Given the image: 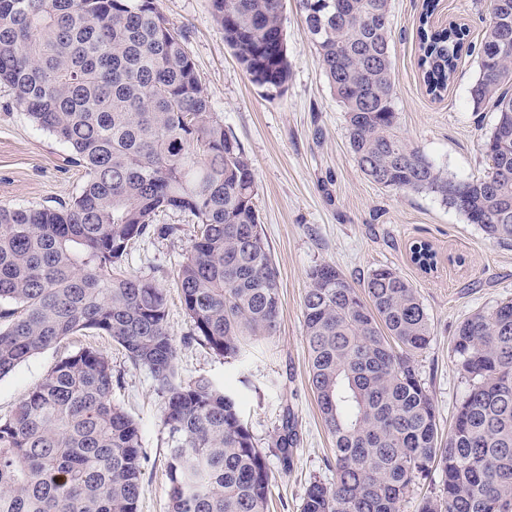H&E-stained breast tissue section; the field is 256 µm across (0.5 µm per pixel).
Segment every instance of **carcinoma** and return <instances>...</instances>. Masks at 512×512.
Wrapping results in <instances>:
<instances>
[{
  "label": "carcinoma",
  "mask_w": 512,
  "mask_h": 512,
  "mask_svg": "<svg viewBox=\"0 0 512 512\" xmlns=\"http://www.w3.org/2000/svg\"><path fill=\"white\" fill-rule=\"evenodd\" d=\"M470 97L496 113L487 175H445L396 131L391 0H297L329 87L345 112L360 170L385 188L431 193L502 244L512 242V0H487ZM216 25L250 81L274 98L290 65L283 0H211ZM419 19L418 66L442 97L467 27ZM0 84L14 106L66 145L84 184L62 207L0 206V378L80 331L106 334L166 396L169 512H267L266 453L236 396L206 379L177 381L167 295L118 273L136 241L177 227L196 234L177 273L191 336L226 359L277 332L279 270L255 206L252 162L211 110L183 34L156 0H0ZM412 261L428 271L427 242ZM303 300L308 382L334 440V480L309 482L301 512H401L433 468L441 494L420 512H512V301L458 326L453 352L470 381L448 443L412 361L432 324L412 283L390 267L353 287L335 266L309 273ZM112 364L83 349L61 359L0 421V512H138L142 432L112 400ZM285 415L271 447L291 459Z\"/></svg>",
  "instance_id": "carcinoma-1"
}]
</instances>
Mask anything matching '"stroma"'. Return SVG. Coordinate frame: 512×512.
Here are the masks:
<instances>
[{"instance_id":"obj_1","label":"stroma","mask_w":512,"mask_h":512,"mask_svg":"<svg viewBox=\"0 0 512 512\" xmlns=\"http://www.w3.org/2000/svg\"><path fill=\"white\" fill-rule=\"evenodd\" d=\"M157 5L185 33L212 111L223 117L253 163L255 205L280 272L277 333L238 360L215 355L191 338L176 288L178 269L196 230L185 214L160 213L157 224L175 225L177 233L143 238L125 265L166 290L179 379L205 378L232 390L263 449L284 411L294 415L296 446L290 465H282L275 455L267 457L272 475L269 510L300 512L309 482L334 478L329 465L333 439L308 384L303 299L310 270L332 264L357 287L370 270L387 266L417 288L433 335L413 362L434 399L438 436L444 441L470 386L452 351L456 329L472 312L512 299V245L486 239L477 225L433 195L384 188L364 177L349 147L345 114L329 88L296 0L283 5L291 75L285 93L274 99L250 82L226 45L213 20L211 0H157ZM422 5L423 0H391L397 129L444 173L475 180L488 169L482 142L494 123L493 113L474 110L470 100L477 57L462 58L443 97L428 95L417 66ZM438 13L468 27L471 41L480 43L486 29L485 0H440ZM66 155V146L13 107L9 88L1 86L0 204L55 207L70 201L83 185L84 170L66 162ZM419 241L428 242L436 254L432 270H422L411 260L410 248ZM87 347L110 360L112 398L142 430L138 512H168V450L161 425L165 399L149 372L132 367L111 337H66L0 378V419L8 418L60 359Z\"/></svg>"}]
</instances>
